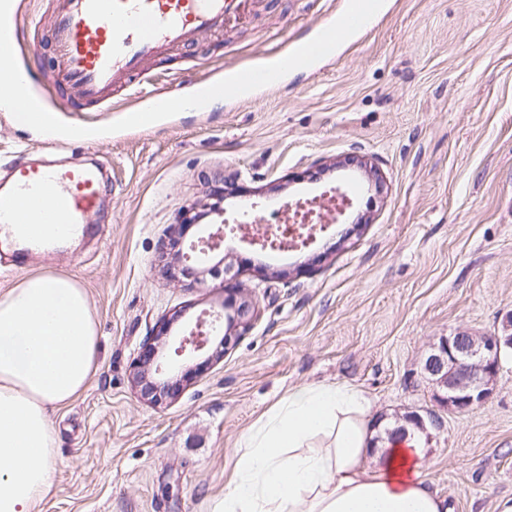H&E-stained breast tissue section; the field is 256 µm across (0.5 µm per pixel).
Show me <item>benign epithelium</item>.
Here are the masks:
<instances>
[{
    "label": "benign epithelium",
    "mask_w": 512,
    "mask_h": 512,
    "mask_svg": "<svg viewBox=\"0 0 512 512\" xmlns=\"http://www.w3.org/2000/svg\"><path fill=\"white\" fill-rule=\"evenodd\" d=\"M224 310L227 314L212 313L210 330L199 331L200 324L182 330L173 337L174 353L178 357L197 359L206 354L215 340L227 344L231 331H222L220 322L225 320L236 328L249 325L255 312V303L250 299L236 301L234 289H226ZM234 314H229V310ZM512 352V314L505 316L501 328L492 334H477L457 331L440 339L423 364V372L432 383L445 392L441 402L454 412H465L486 402L492 395L500 374L504 356ZM177 364L164 358L159 349L151 347L144 359L136 362L134 380L142 387V394L157 402L161 395L171 393L178 385ZM406 423L419 431L427 427L441 429L443 420L428 413L422 416L412 413Z\"/></svg>",
    "instance_id": "7a95c632"
}]
</instances>
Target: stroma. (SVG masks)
<instances>
[{
	"label": "stroma",
	"mask_w": 512,
	"mask_h": 512,
	"mask_svg": "<svg viewBox=\"0 0 512 512\" xmlns=\"http://www.w3.org/2000/svg\"><path fill=\"white\" fill-rule=\"evenodd\" d=\"M341 0H260L254 13L149 63L190 84L284 53ZM53 0H22L20 65L53 80ZM37 42L41 53L29 55ZM109 111L79 114L85 140L47 143L0 112V170L35 156L106 169L93 235L32 253L0 249V292L25 276L74 277L100 347L86 390L52 414L56 475L39 512H212L244 434L288 391L360 388L378 417L432 412L423 478L453 512L512 500V358L484 404L452 413L422 365L440 337L489 334L512 312V0H385L374 30L282 87L208 112H164L133 129L117 86ZM357 185L337 223L274 254L225 233L233 285L256 308L221 355L181 363L175 395L153 403L134 366L164 320L180 332L221 310L217 279L173 274L204 233L183 217L241 201L269 221L282 204ZM219 215V216H222ZM218 215L208 214L207 223Z\"/></svg>",
	"instance_id": "35a3bbf8"
}]
</instances>
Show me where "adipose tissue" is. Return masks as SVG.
Listing matches in <instances>:
<instances>
[{
  "instance_id": "adipose-tissue-1",
  "label": "adipose tissue",
  "mask_w": 512,
  "mask_h": 512,
  "mask_svg": "<svg viewBox=\"0 0 512 512\" xmlns=\"http://www.w3.org/2000/svg\"><path fill=\"white\" fill-rule=\"evenodd\" d=\"M98 349L84 288L33 274L0 293V512H38L55 483L51 415L87 387ZM411 436L383 432L363 391H289L239 443L212 512H449Z\"/></svg>"
}]
</instances>
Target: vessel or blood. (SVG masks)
Returning a JSON list of instances; mask_svg holds the SVG:
<instances>
[{
	"label": "vessel or blood",
	"instance_id": "b4317fda",
	"mask_svg": "<svg viewBox=\"0 0 512 512\" xmlns=\"http://www.w3.org/2000/svg\"><path fill=\"white\" fill-rule=\"evenodd\" d=\"M255 0H57L51 38L63 82L79 102L103 104L116 81L145 95V106L126 112L133 126L148 125L152 111L177 112L178 94L146 93L156 83L144 72L146 59L180 48L203 33L239 21ZM384 0H342L336 15L317 24L311 37L296 40L292 53L268 68L237 70L227 77L204 78L211 95L235 97L237 89L272 91L281 87L290 68H308L332 56L359 35L371 31ZM16 0H0V73L12 74L0 95L20 100L13 121L48 134L76 136L79 125L62 122V109L42 88L43 77L18 65L13 54L21 39ZM99 168L22 162L8 181H0V224L26 225L28 237L41 241L44 228L55 224L79 226L101 206Z\"/></svg>",
	"mask_w": 512,
	"mask_h": 512
}]
</instances>
